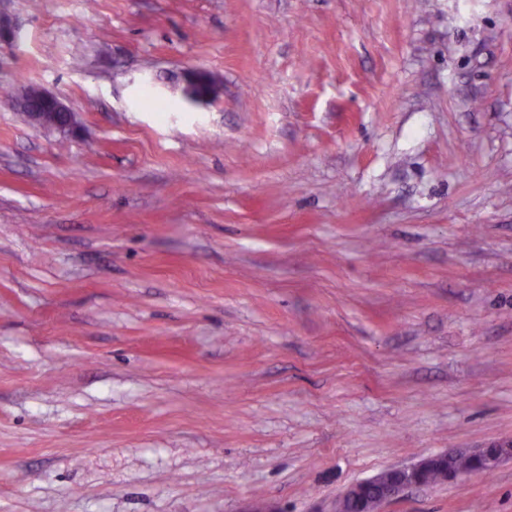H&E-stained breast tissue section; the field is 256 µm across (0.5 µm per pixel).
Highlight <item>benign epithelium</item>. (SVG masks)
Here are the masks:
<instances>
[{"instance_id": "benign-epithelium-1", "label": "benign epithelium", "mask_w": 512, "mask_h": 512, "mask_svg": "<svg viewBox=\"0 0 512 512\" xmlns=\"http://www.w3.org/2000/svg\"><path fill=\"white\" fill-rule=\"evenodd\" d=\"M4 105L27 112L29 121L43 125L47 113H52L53 128L63 134H72L78 128L77 115L61 98L40 88H28L20 96L4 102ZM480 460L479 471H493L505 456L512 455V440L493 444V448H479L472 452ZM455 456L444 453L429 456L410 467L391 468L384 476L357 483L350 487L339 500L337 510L345 512L348 505H357L366 498H371L368 512H376L377 506L409 487L424 485L422 475L425 471L439 468L447 471L450 479L463 474L452 466Z\"/></svg>"}]
</instances>
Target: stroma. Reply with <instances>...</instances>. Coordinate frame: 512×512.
Segmentation results:
<instances>
[{
	"instance_id": "stroma-1",
	"label": "stroma",
	"mask_w": 512,
	"mask_h": 512,
	"mask_svg": "<svg viewBox=\"0 0 512 512\" xmlns=\"http://www.w3.org/2000/svg\"><path fill=\"white\" fill-rule=\"evenodd\" d=\"M0 19L79 122L0 105V512H336L512 438V0ZM379 512H512V457ZM455 458L457 457L448 453L437 454L429 456L410 467L388 469L378 478L360 482L350 487L339 500L337 510L345 512L347 505H358L371 495L370 508L365 512H375L380 503L393 498L405 488L427 485L423 482L422 475L429 469L445 470L448 479H456L465 473L462 470L469 471L477 468V464L467 457ZM453 460V465L461 470H456L452 466Z\"/></svg>"
}]
</instances>
